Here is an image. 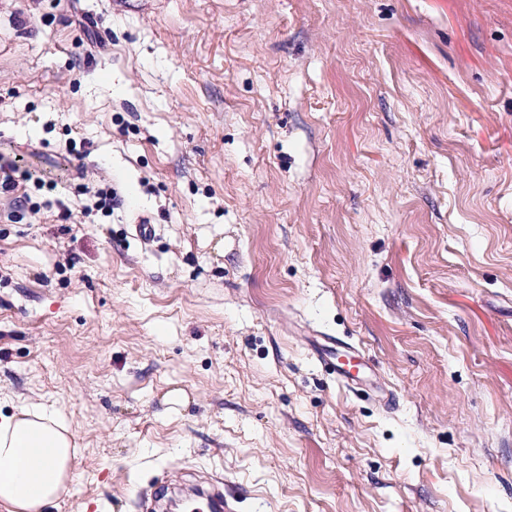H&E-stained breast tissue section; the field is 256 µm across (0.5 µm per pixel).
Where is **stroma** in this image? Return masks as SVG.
<instances>
[{"instance_id": "35a3bbf8", "label": "stroma", "mask_w": 512, "mask_h": 512, "mask_svg": "<svg viewBox=\"0 0 512 512\" xmlns=\"http://www.w3.org/2000/svg\"><path fill=\"white\" fill-rule=\"evenodd\" d=\"M14 159L56 184L0 198V411L79 448L47 512H512V0H0ZM94 201L91 206L84 209V214L89 215L92 212H100L103 216L112 215V210L118 206L117 193L112 186H98L92 195Z\"/></svg>"}]
</instances>
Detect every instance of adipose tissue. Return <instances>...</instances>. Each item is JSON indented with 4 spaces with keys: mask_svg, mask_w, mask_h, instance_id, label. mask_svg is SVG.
I'll return each mask as SVG.
<instances>
[{
    "mask_svg": "<svg viewBox=\"0 0 512 512\" xmlns=\"http://www.w3.org/2000/svg\"><path fill=\"white\" fill-rule=\"evenodd\" d=\"M78 453L69 425L32 406L0 413V504L10 512H43L76 479Z\"/></svg>",
    "mask_w": 512,
    "mask_h": 512,
    "instance_id": "ef3b65f1",
    "label": "adipose tissue"
}]
</instances>
